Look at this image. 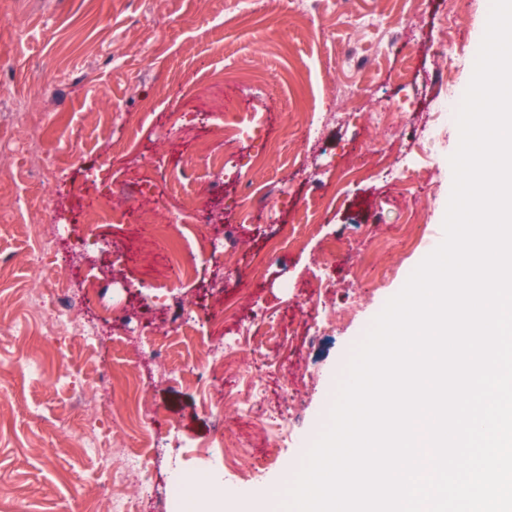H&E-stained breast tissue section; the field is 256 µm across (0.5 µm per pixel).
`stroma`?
I'll use <instances>...</instances> for the list:
<instances>
[{"label": "stroma", "mask_w": 512, "mask_h": 512, "mask_svg": "<svg viewBox=\"0 0 512 512\" xmlns=\"http://www.w3.org/2000/svg\"><path fill=\"white\" fill-rule=\"evenodd\" d=\"M490 4L470 0L457 20L448 0H348L352 17L389 19L360 31L337 20L336 0L312 23L255 0H0V512H94L101 476L74 440L81 406L121 407L129 380L150 417L118 436L112 462L146 460L154 491L137 512H168L173 472L212 478L190 443L261 458L250 484L279 512L356 346L444 235L459 129L426 153L410 134L449 84L468 87ZM447 35L465 53L452 69L436 54ZM254 110L261 131L225 154L212 125ZM306 112L330 115L311 140ZM171 215L182 244L203 237L224 257L195 253L194 275L179 277L156 231ZM47 224L70 236L32 263ZM33 286L69 289L77 321L113 303L119 320L90 347L43 335L24 315ZM260 307L271 328L255 336ZM232 340L238 366L209 389L172 381ZM23 357L37 370H20ZM257 365L270 369L264 406L291 407L289 442L231 400Z\"/></svg>", "instance_id": "1"}]
</instances>
